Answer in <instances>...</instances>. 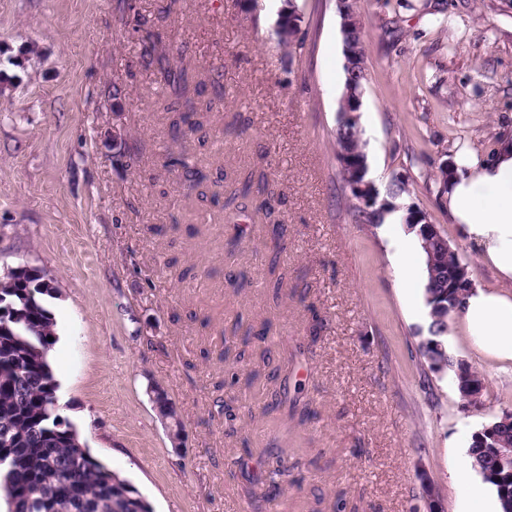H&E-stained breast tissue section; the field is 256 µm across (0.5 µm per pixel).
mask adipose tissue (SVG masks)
Returning a JSON list of instances; mask_svg holds the SVG:
<instances>
[{
	"label": "adipose tissue",
	"instance_id": "1",
	"mask_svg": "<svg viewBox=\"0 0 512 512\" xmlns=\"http://www.w3.org/2000/svg\"><path fill=\"white\" fill-rule=\"evenodd\" d=\"M456 173L441 196L462 240L492 271L489 284H473L457 314L471 347L498 368L512 364V134L481 156L457 151Z\"/></svg>",
	"mask_w": 512,
	"mask_h": 512
}]
</instances>
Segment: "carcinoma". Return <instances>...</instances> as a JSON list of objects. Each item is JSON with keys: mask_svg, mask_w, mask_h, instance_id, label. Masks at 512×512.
<instances>
[{"mask_svg": "<svg viewBox=\"0 0 512 512\" xmlns=\"http://www.w3.org/2000/svg\"><path fill=\"white\" fill-rule=\"evenodd\" d=\"M136 26L141 32L142 55L149 56L155 49L156 34L142 17L136 19ZM277 40L291 54L303 45L296 27L277 32ZM343 42L350 45V51L345 53L346 89L355 91L364 87L366 80L364 34L350 32ZM166 80L180 95H186V68L168 69ZM196 112L198 107L193 103L191 111L173 122L175 133L199 131L202 123L194 119ZM180 122L187 130L178 127ZM336 145L352 154V164L342 174L343 181L366 179L367 157L360 141L359 124L339 126ZM168 165L182 170L198 185L204 180L187 154L169 157ZM254 187L263 196L257 211L263 212L272 224L273 250L277 252L284 236V224L273 218L275 192L270 188L267 173L262 170L249 173L241 188L224 200V207L247 208L244 200ZM387 212L384 207L366 211L355 205L350 214L359 224H380ZM432 248L436 254V275L428 278L425 288L432 319L418 351L429 369H434L436 364L454 369L459 385L470 376H478V372L451 359L446 338L449 322L471 283L449 288L464 261L456 253H446L442 241L432 243ZM34 280L36 277L23 274L0 284V297H5L11 305L0 314V492L8 512H152L138 489L92 457L80 439L73 436L72 424L58 414L57 385L47 363L52 345L47 337L55 336L54 322L42 303L43 296L51 294V289L28 287ZM151 389L155 394L152 403L158 413L177 420V426L184 428L166 391L158 384L151 385ZM498 444L512 445L511 411L502 412L475 433L469 448L474 467L494 487L502 512H507L512 507V475L501 476L503 470L494 452Z\"/></svg>", "mask_w": 512, "mask_h": 512, "instance_id": "cac0c4a2", "label": "carcinoma"}]
</instances>
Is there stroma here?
I'll return each instance as SVG.
<instances>
[{
    "mask_svg": "<svg viewBox=\"0 0 512 512\" xmlns=\"http://www.w3.org/2000/svg\"><path fill=\"white\" fill-rule=\"evenodd\" d=\"M160 39L141 55L122 0H0V276L50 279L48 361L60 414L154 512H418L419 473L462 512L457 461L512 411L503 373L461 336L449 354L484 377L464 403L453 370L426 372L422 280L398 276L397 224H357L336 155L345 66L336 0H294L301 53L274 34L284 0H135ZM368 65L359 128L367 177L423 209L469 265L426 182L448 152L487 154L512 129L505 0H359ZM37 43L41 59L26 58ZM224 70L202 135L174 139L167 68ZM125 92L112 99L113 82ZM131 154L112 158V139ZM188 151L235 188L266 155L284 201L280 292L270 226L200 202L167 155ZM267 328L266 340L233 331ZM161 385L187 433L175 452L146 394ZM281 462L279 496L264 474Z\"/></svg>",
    "mask_w": 512,
    "mask_h": 512,
    "instance_id": "1",
    "label": "stroma"
}]
</instances>
